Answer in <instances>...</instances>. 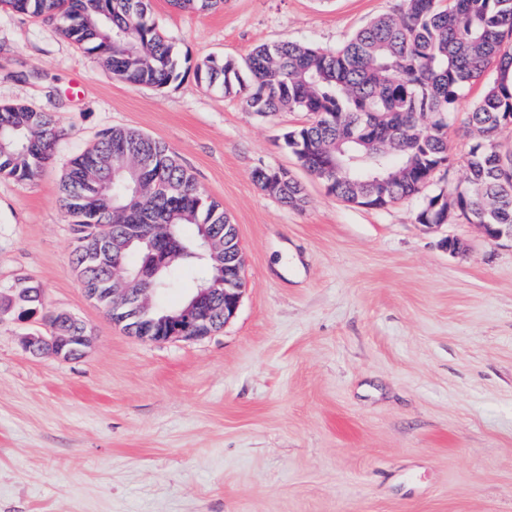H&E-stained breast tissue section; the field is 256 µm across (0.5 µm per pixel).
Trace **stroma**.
<instances>
[{"label": "stroma", "instance_id": "stroma-1", "mask_svg": "<svg viewBox=\"0 0 512 512\" xmlns=\"http://www.w3.org/2000/svg\"><path fill=\"white\" fill-rule=\"evenodd\" d=\"M151 5L189 63L163 87L127 85L52 23L0 10V105L55 113L64 129L33 183L0 177V290L33 279L45 311L94 340L75 359L35 355L22 338L48 324L0 319V512H512V240L415 221L465 178L475 139L462 115L483 83L448 128L453 168L367 209L286 147L305 113L256 115L191 66L284 40L333 50L398 0ZM114 127L166 143L238 227L241 304L208 338L131 337L72 270L61 180ZM278 168L301 206L253 178ZM262 172H265L267 175H280L281 177V187L279 193L276 195L280 202L289 206H300L304 201V194L301 185L291 177L288 170L286 169H272V170H257L254 174V179L263 189V183L261 180V176H263Z\"/></svg>", "mask_w": 512, "mask_h": 512}]
</instances>
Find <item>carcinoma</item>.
<instances>
[{
	"instance_id": "1",
	"label": "carcinoma",
	"mask_w": 512,
	"mask_h": 512,
	"mask_svg": "<svg viewBox=\"0 0 512 512\" xmlns=\"http://www.w3.org/2000/svg\"><path fill=\"white\" fill-rule=\"evenodd\" d=\"M178 10L211 11L224 0H170ZM150 0H0V8L55 24L67 39L106 59L118 80L162 87L178 77L179 61L156 23ZM495 74L472 105L466 124L476 143L465 183L447 193L448 213L469 224L512 225V153H502L497 130L512 115V0H401L395 13L378 17L340 46L319 51L296 42L263 44L249 52L250 83L234 59L206 58L195 77L226 94H242L250 111L268 117L303 112L308 122L284 135L300 165L323 184V157L342 162L329 193L352 203L390 205L418 195L425 178L448 158V123L456 119L464 89ZM63 135L58 118L24 105L0 106V176L29 184L52 159ZM122 149L127 157L162 154L156 179L136 184L122 161L112 159L110 189L98 194L94 168L101 157ZM281 177L276 198L297 207L301 185L286 169L254 174ZM73 224H87L93 240L75 245L71 263L86 288L112 287V255L92 261L87 249L123 237L136 210L146 225L143 241L124 253L132 287L141 265L154 262L152 247L172 238L178 246L161 252L164 261L150 282L162 315L182 304L163 299L182 273L207 286L224 272L204 252V237L224 242L229 223L224 208L209 199L167 144L124 129L102 134L70 161L61 185ZM184 225L195 228L185 238Z\"/></svg>"
}]
</instances>
